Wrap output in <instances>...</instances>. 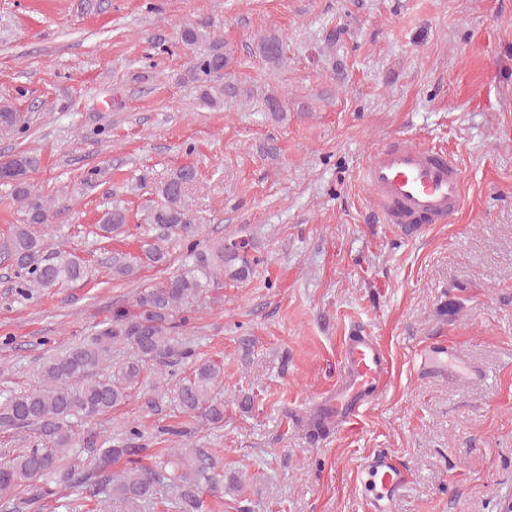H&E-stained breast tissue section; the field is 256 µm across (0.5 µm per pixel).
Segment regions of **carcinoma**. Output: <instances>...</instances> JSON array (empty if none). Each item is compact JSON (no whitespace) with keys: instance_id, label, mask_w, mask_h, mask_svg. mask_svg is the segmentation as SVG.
Wrapping results in <instances>:
<instances>
[{"instance_id":"carcinoma-1","label":"carcinoma","mask_w":512,"mask_h":512,"mask_svg":"<svg viewBox=\"0 0 512 512\" xmlns=\"http://www.w3.org/2000/svg\"><path fill=\"white\" fill-rule=\"evenodd\" d=\"M180 39L191 51L188 76L199 83L204 103L215 107L226 97H253L249 87L211 84V78L232 62L230 48L209 46L210 34L190 25L183 26ZM256 51L267 63L278 65L284 59L283 39L268 31L258 38ZM263 101L272 120L285 119L279 95L267 92ZM26 130L21 112L0 106V139L16 138ZM38 166L37 155L20 151L6 156L0 168V182L11 188L23 213V223L12 225L0 244L12 260L15 290L22 298L38 289L84 282L91 273L86 260L45 239L43 227L51 223L54 198L29 182ZM196 176L194 167L183 165L155 187L157 201L145 218L155 233L142 240L136 256L113 253L110 273L114 281L133 282L141 279L146 265L168 268L173 239L186 249L178 269L143 286L133 309L114 311L92 335L45 357L37 385L23 391L0 390V434L9 441L24 434L28 441L0 463V505L5 512H40L50 502L64 512H111L117 503L125 506L123 512H142L146 507L157 512H213L208 497L242 490L238 480L224 482L213 449L186 442L191 431L185 428L163 430L178 439L179 447L167 449L162 460L151 464L150 448L137 425H126L124 437L116 443L101 432L75 430L83 419L110 414L143 386L157 388L177 376L183 363L190 364V371L176 385L180 412L199 424L224 421V404L213 397L224 377V361L199 356L183 331L189 324L186 313L208 291L247 281L261 258L251 238H240L239 249L231 248L228 239L197 247L199 227L186 204ZM127 223L126 207L114 201L102 212L95 235L110 240L123 233ZM309 421L325 430L334 427L323 406L309 415ZM61 487L79 490L80 497L58 495Z\"/></svg>"}]
</instances>
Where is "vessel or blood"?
I'll return each mask as SVG.
<instances>
[{"instance_id":"vessel-or-blood-1","label":"vessel or blood","mask_w":512,"mask_h":512,"mask_svg":"<svg viewBox=\"0 0 512 512\" xmlns=\"http://www.w3.org/2000/svg\"><path fill=\"white\" fill-rule=\"evenodd\" d=\"M363 180L388 222L410 225L419 219L443 223L453 218L462 202L463 176L456 160L415 138H404L375 148L363 171ZM345 377L336 388L330 406L336 413L337 430H347L359 411L377 399L391 366L376 337L360 332L347 337L343 347ZM420 363L435 374L456 373L478 377L477 367L467 364L444 347H426ZM364 489L375 512H393L406 476L389 454L377 453L362 468Z\"/></svg>"}]
</instances>
